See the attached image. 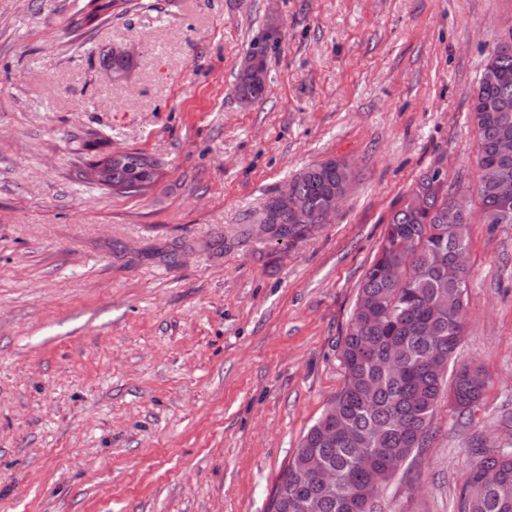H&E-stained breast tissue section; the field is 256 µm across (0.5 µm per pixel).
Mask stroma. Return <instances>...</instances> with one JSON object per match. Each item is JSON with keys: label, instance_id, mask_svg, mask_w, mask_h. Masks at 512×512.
Listing matches in <instances>:
<instances>
[{"label": "stroma", "instance_id": "1", "mask_svg": "<svg viewBox=\"0 0 512 512\" xmlns=\"http://www.w3.org/2000/svg\"><path fill=\"white\" fill-rule=\"evenodd\" d=\"M0 0V512H266L342 387L338 346L385 222L439 170L471 210L461 364L380 512H456L476 449L512 448V224L485 221L471 97L512 0ZM274 33L262 98L234 92ZM128 47L124 81L102 50ZM138 150L143 196L87 180ZM336 158L353 183L296 244L268 198ZM132 0H91L89 5L94 7L72 22L73 32L77 33L95 26L99 21H106L112 17H118L128 11V5ZM82 32L79 35H83Z\"/></svg>", "mask_w": 512, "mask_h": 512}]
</instances>
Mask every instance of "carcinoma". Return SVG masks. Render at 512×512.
Masks as SVG:
<instances>
[{
	"label": "carcinoma",
	"instance_id": "obj_1",
	"mask_svg": "<svg viewBox=\"0 0 512 512\" xmlns=\"http://www.w3.org/2000/svg\"><path fill=\"white\" fill-rule=\"evenodd\" d=\"M132 0H90L92 9L72 22L73 32L128 11ZM263 42L252 45L247 59L253 70L266 73ZM488 62L495 77L484 75L472 99L471 112L479 143V184L512 180V158L497 157L494 137L512 138V50L497 46ZM266 85L246 70L240 71L235 92L260 99ZM160 178V164L140 151H128L125 163L112 166V191L127 196L146 194ZM340 182L336 164L319 163L292 180L299 207L312 216L336 192ZM428 209L415 211L401 204L390 216L381 245L365 273L346 334L339 345L344 370L342 388L301 437L298 448L274 486L278 512H299L301 497L317 500L319 512H377L372 491L383 489L421 448L429 434L434 411L443 397L465 413L483 397L487 381L482 372L456 363L465 332L469 275L456 267L452 249L469 243V213L452 211L448 187L437 175L423 177ZM489 224H512V209L504 213L497 201L478 190ZM288 225V240L311 233L313 220L299 222L279 215ZM413 235L415 249L400 242ZM402 367L395 374L387 367L390 352ZM330 420L340 428L331 436L323 426ZM336 470V484L323 486L320 469ZM496 470L490 485L482 472ZM457 512H512V451L484 455L471 468L462 488Z\"/></svg>",
	"mask_w": 512,
	"mask_h": 512
}]
</instances>
